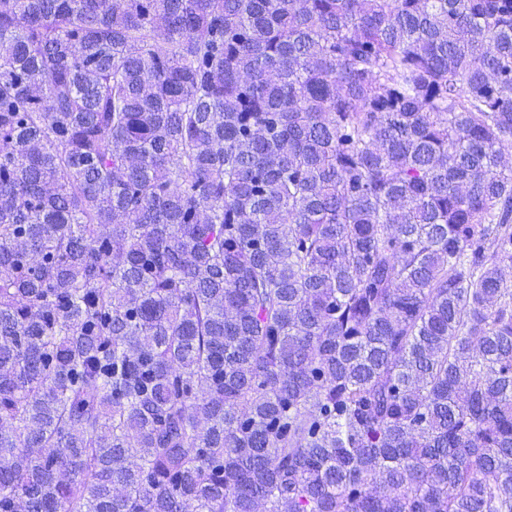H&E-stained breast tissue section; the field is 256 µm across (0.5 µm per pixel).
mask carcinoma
<instances>
[{
	"mask_svg": "<svg viewBox=\"0 0 512 512\" xmlns=\"http://www.w3.org/2000/svg\"><path fill=\"white\" fill-rule=\"evenodd\" d=\"M512 0H0V512H512Z\"/></svg>",
	"mask_w": 512,
	"mask_h": 512,
	"instance_id": "1",
	"label": "carcinoma"
}]
</instances>
